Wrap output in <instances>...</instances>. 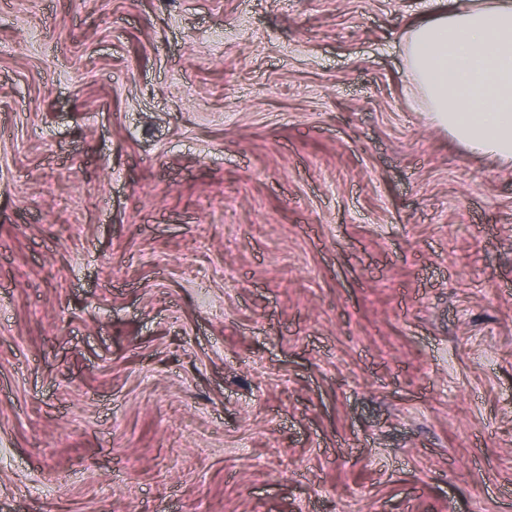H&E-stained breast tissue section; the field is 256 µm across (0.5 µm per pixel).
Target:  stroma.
<instances>
[{"label": "stroma", "instance_id": "35a3bbf8", "mask_svg": "<svg viewBox=\"0 0 512 512\" xmlns=\"http://www.w3.org/2000/svg\"><path fill=\"white\" fill-rule=\"evenodd\" d=\"M427 9L0 0V512H512V162Z\"/></svg>", "mask_w": 512, "mask_h": 512}]
</instances>
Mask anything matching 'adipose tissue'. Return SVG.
Returning a JSON list of instances; mask_svg holds the SVG:
<instances>
[{"mask_svg": "<svg viewBox=\"0 0 512 512\" xmlns=\"http://www.w3.org/2000/svg\"><path fill=\"white\" fill-rule=\"evenodd\" d=\"M402 48L431 123L472 154L512 161V0H448Z\"/></svg>", "mask_w": 512, "mask_h": 512, "instance_id": "ef3b65f1", "label": "adipose tissue"}]
</instances>
